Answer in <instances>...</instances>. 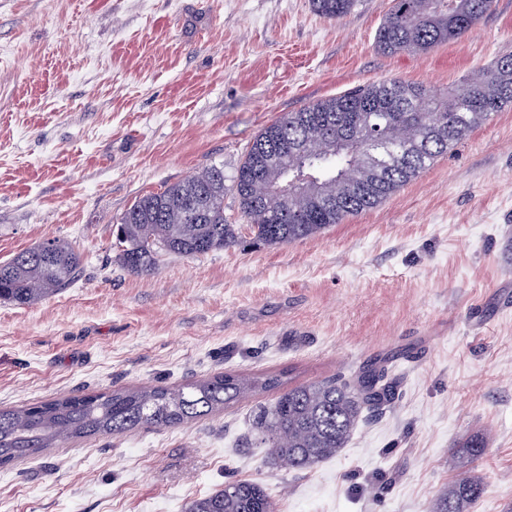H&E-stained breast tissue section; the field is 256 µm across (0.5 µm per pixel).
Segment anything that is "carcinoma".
Segmentation results:
<instances>
[{"instance_id":"cac0c4a2","label":"carcinoma","mask_w":512,"mask_h":512,"mask_svg":"<svg viewBox=\"0 0 512 512\" xmlns=\"http://www.w3.org/2000/svg\"><path fill=\"white\" fill-rule=\"evenodd\" d=\"M328 19L351 13L355 0H311ZM494 0H391L376 35L385 54H424L458 39L490 11ZM512 103V53L463 79L446 95L399 79L354 87L288 112L255 138L232 178V189L255 241L284 245L314 236L381 203ZM239 242L224 216V169L202 172L141 196L117 224L116 248L134 273L156 269L163 254L194 256ZM80 254L51 240L0 264V301L32 305L65 287ZM376 363L354 378L284 387L279 376L230 371L171 388H122L0 410V465L67 440L169 428L232 407L259 392L278 391L254 417L251 435L272 463L310 470L337 456L363 409L388 399L392 385ZM487 440L463 444L481 457ZM482 483L461 477L429 512H466ZM187 512H276L264 486L240 479L192 502Z\"/></svg>"}]
</instances>
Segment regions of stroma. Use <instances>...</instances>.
Masks as SVG:
<instances>
[{
  "mask_svg": "<svg viewBox=\"0 0 512 512\" xmlns=\"http://www.w3.org/2000/svg\"><path fill=\"white\" fill-rule=\"evenodd\" d=\"M390 0L340 20L310 0H0V263L47 240L69 285L0 303V409L227 371L351 379L384 360L390 398L311 470L244 447L257 394L180 426L46 448L0 467V512H185L262 483L278 512H427L458 476L469 512L512 507V105L377 207L316 236L161 256L134 273L116 225L211 165L232 179L277 117L391 78L439 95L512 53V0L421 55H385ZM488 434L485 454L460 453Z\"/></svg>",
  "mask_w": 512,
  "mask_h": 512,
  "instance_id": "stroma-1",
  "label": "stroma"
}]
</instances>
